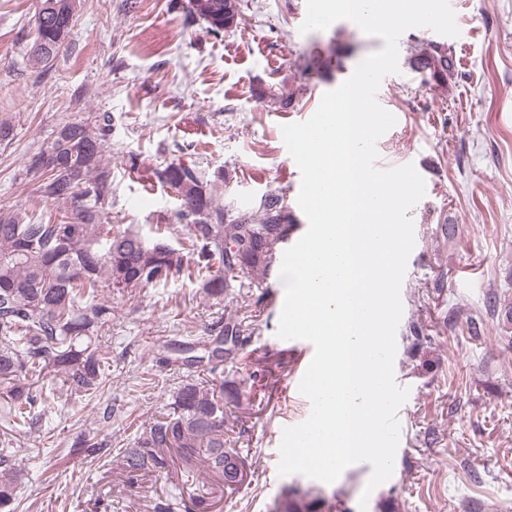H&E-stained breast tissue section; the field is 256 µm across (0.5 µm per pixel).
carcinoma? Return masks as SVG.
I'll return each mask as SVG.
<instances>
[{
  "label": "carcinoma",
  "mask_w": 512,
  "mask_h": 512,
  "mask_svg": "<svg viewBox=\"0 0 512 512\" xmlns=\"http://www.w3.org/2000/svg\"><path fill=\"white\" fill-rule=\"evenodd\" d=\"M189 17L219 33L238 25L240 0H220L223 8L207 12L211 0H189ZM46 22L34 28L28 54L33 65H53L70 38L76 0H43ZM436 82L448 81L453 62L435 44L414 59ZM110 116L94 125L58 124L49 145L29 155L25 178L44 201L58 205L67 219H37L23 207L0 208V387L5 389L0 417L14 430L34 424L32 410L45 403L38 383L57 373L74 394L96 393L106 386L111 357L99 333L112 324L105 293L122 296L185 275L200 282L208 297L229 293L246 279L266 288L273 278L281 244L293 219L283 198L270 194L255 207L233 211L214 194L213 178L182 162H169L158 179L176 192L177 216L185 223L178 246L165 238L166 224L147 238L134 225L111 223L112 159L107 154ZM246 337L240 322L205 343V355L188 356L187 366L207 363L211 379L183 382L165 411L144 426L134 447L124 448L121 467L128 475L165 476L176 487H195L197 512L215 506L212 488H231L242 460L225 449L224 408L240 399V387L224 380V362L237 359ZM102 444L79 433L72 453L95 458ZM28 471L8 448H0V512H17L16 491Z\"/></svg>",
  "instance_id": "obj_1"
}]
</instances>
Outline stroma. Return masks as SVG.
<instances>
[{"label": "stroma", "instance_id": "35a3bbf8", "mask_svg": "<svg viewBox=\"0 0 512 512\" xmlns=\"http://www.w3.org/2000/svg\"><path fill=\"white\" fill-rule=\"evenodd\" d=\"M79 3L70 42L45 72L27 55L39 0H0V120L13 128L0 143V206L52 213L25 181L26 157L47 146L60 122L92 123L106 114L112 223L166 224L177 242L184 227L175 196L155 172L179 160L209 174L224 169L225 205L282 195L296 220L290 239L298 241L308 221L282 127L309 119L323 94L383 40L349 20L300 33L306 0H240L238 26L217 36L188 20V0ZM455 16L458 37L425 27L400 36V71L381 91L396 123L378 140L377 163L414 165L425 181L409 212L415 245L394 360V379L409 395L397 413L391 478L370 491L368 465L331 484L279 475L283 430L311 411L298 386L314 356L311 342L277 335L281 278L210 300L198 281L175 278L113 296L112 324L102 333L112 355L103 390L74 396L62 377L51 376L42 384L50 399L35 432L16 434L0 422V441L9 440L29 470L17 490L18 512H89L107 469L111 512H141L166 496L164 477L120 476L117 452L132 447L186 376L162 362L159 345L208 335L229 319L243 322L252 361L224 369L245 393L225 418L224 438L243 458L246 477L224 490L221 512H282L292 490L309 512H512V324L489 311L512 307V0H456ZM435 43L455 61L444 84L412 66ZM317 54L325 65L307 72L305 59ZM414 323L426 342L412 358L406 337ZM270 379L269 407L251 408L248 393ZM80 432L112 455L90 462L71 454Z\"/></svg>", "mask_w": 512, "mask_h": 512}]
</instances>
